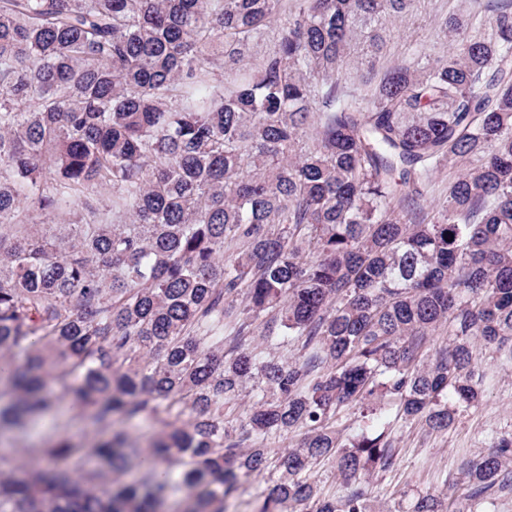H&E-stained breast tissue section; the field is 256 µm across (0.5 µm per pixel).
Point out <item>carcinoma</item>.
<instances>
[{
	"label": "carcinoma",
	"instance_id": "cac0c4a2",
	"mask_svg": "<svg viewBox=\"0 0 512 512\" xmlns=\"http://www.w3.org/2000/svg\"><path fill=\"white\" fill-rule=\"evenodd\" d=\"M282 2L0 0V376L18 393L0 432L61 398L105 431L0 474V512H165L173 489L182 512H224L270 468L254 512H372L361 485L394 439L336 417L394 400L447 431L481 398L477 348L512 356V9L443 63L385 70L363 106L341 59L411 0ZM443 163L460 173L432 219L396 208ZM22 209L83 218L33 233ZM262 318L306 358L224 348ZM251 394L234 436L224 408ZM116 416L161 426L138 483L112 479L137 453ZM321 461L345 495L310 481ZM461 475L465 505L411 512H482L512 489V437Z\"/></svg>",
	"mask_w": 512,
	"mask_h": 512
}]
</instances>
